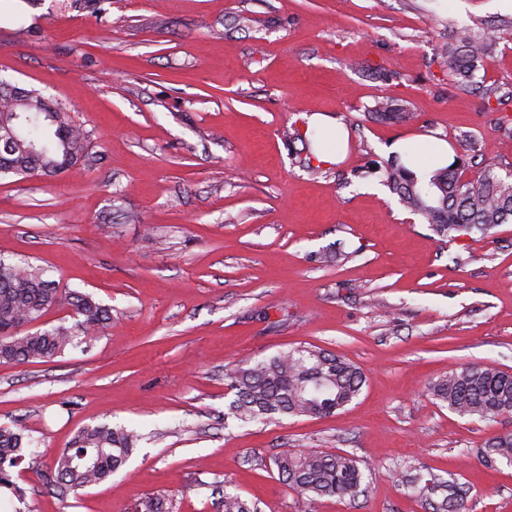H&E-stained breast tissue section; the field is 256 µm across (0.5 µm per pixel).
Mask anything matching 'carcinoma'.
Returning a JSON list of instances; mask_svg holds the SVG:
<instances>
[{"label":"carcinoma","mask_w":512,"mask_h":512,"mask_svg":"<svg viewBox=\"0 0 512 512\" xmlns=\"http://www.w3.org/2000/svg\"><path fill=\"white\" fill-rule=\"evenodd\" d=\"M485 29L467 28L439 48L448 72L458 85L477 84L478 63L493 50ZM28 114L20 134L0 140V177L53 176L91 155L88 132L70 110L37 89L0 82V117ZM373 115L386 120L407 117L402 103L385 99ZM399 203L430 225L439 237L478 232L488 236L512 222V175L488 167L464 178L466 162L456 155L444 168L418 178L398 158L376 166ZM44 270L24 260L0 257V364L35 363L61 354L81 336L101 331L112 320V308L94 295L60 293L44 278ZM70 306L73 325L65 323L30 331L22 329L56 306ZM234 394L229 413L242 423L280 417H327L345 408L360 394L365 375L350 360L320 347L299 346L268 360L226 370ZM433 398L461 415L491 419L512 414V373L495 367L470 365L449 372L430 385ZM142 435L107 424L79 430L54 461L55 483L61 491L97 485L121 467ZM29 441L20 431L0 428V491L17 493L12 469L26 457ZM486 459L512 465V434L486 443ZM270 468L309 501L324 497L354 498L363 489L366 466L346 452L301 451L285 448L272 457ZM406 485L425 497L433 512H465L468 487L431 474L416 473ZM224 512H259L238 494L224 493Z\"/></svg>","instance_id":"carcinoma-1"}]
</instances>
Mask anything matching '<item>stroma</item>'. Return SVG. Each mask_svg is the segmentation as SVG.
Wrapping results in <instances>:
<instances>
[{
  "mask_svg": "<svg viewBox=\"0 0 512 512\" xmlns=\"http://www.w3.org/2000/svg\"><path fill=\"white\" fill-rule=\"evenodd\" d=\"M497 38L464 91L437 46ZM0 80L70 108L93 161L0 177V256L94 294L112 321L47 362L0 364V426L31 440L0 512H431L403 485L419 465L469 488L466 512H512V466L481 451L512 414L460 416L430 382L467 365L512 371V223L438 237L363 168L394 144L442 139L512 174V0H0ZM402 99L414 119L369 118ZM349 134L308 152V118ZM314 345L366 383L325 418L239 426L224 369ZM145 438L73 494L53 461L81 428ZM285 448L366 463L365 492L307 501L269 472ZM308 130L319 161L334 163L341 159L346 144V132L342 127L328 116L314 114L308 120Z\"/></svg>",
  "mask_w": 512,
  "mask_h": 512,
  "instance_id": "obj_1",
  "label": "stroma"
}]
</instances>
